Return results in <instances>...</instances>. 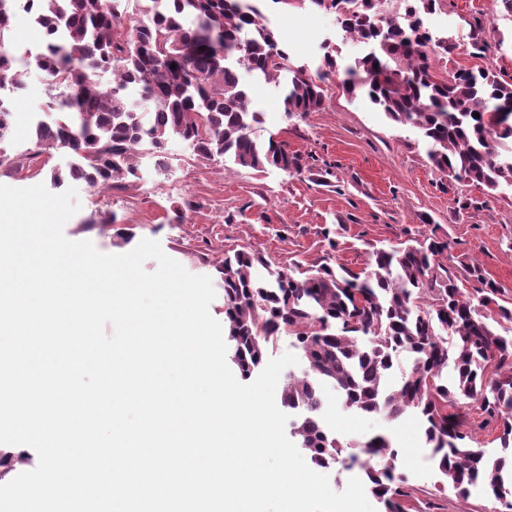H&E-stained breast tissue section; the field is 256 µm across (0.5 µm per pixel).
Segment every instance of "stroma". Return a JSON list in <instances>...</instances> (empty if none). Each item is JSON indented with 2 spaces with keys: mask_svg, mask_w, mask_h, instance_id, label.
Returning <instances> with one entry per match:
<instances>
[{
  "mask_svg": "<svg viewBox=\"0 0 512 512\" xmlns=\"http://www.w3.org/2000/svg\"><path fill=\"white\" fill-rule=\"evenodd\" d=\"M263 10L276 27L293 65L317 70L325 52L338 64L366 53L364 44L346 38L334 14L312 7L281 10L265 0ZM423 21L436 37L452 38L450 68L488 67L512 77V14L494 0H437ZM483 22L485 36L499 48L489 57L472 55L470 35ZM253 107L263 114L257 132L276 134L301 157L302 173L276 168L258 173L225 170L223 163L201 160L187 165V145L168 144V166L158 168L152 153L138 157L136 181L109 191L76 183L80 210L64 226L73 241H91L106 254L131 251L116 246L117 233H132L134 241H159L163 251L188 272L212 280L216 297L210 313L224 318V288L216 267L227 251L260 250L272 267L295 273L327 261L351 271L367 270L372 247L395 245L436 235L447 238V266L464 280L466 293L476 281L464 279L463 264L475 262L502 289L499 304L512 307V189L489 193L483 186L456 181L434 171L427 147L411 126L397 125L361 95L339 85L327 90L321 111L306 117H286L282 88L249 81ZM42 168L18 172L0 169V184L16 188L49 183L51 169H67L71 152L43 154ZM192 203L183 221L175 212ZM115 216V223L87 227L90 214ZM323 417L329 431L349 453L375 435L389 439L397 474L413 489L407 512H504L501 502L482 490L468 498L443 488L437 465L425 448L420 423L409 416L394 422L346 409L335 390L323 387Z\"/></svg>",
  "mask_w": 512,
  "mask_h": 512,
  "instance_id": "35a3bbf8",
  "label": "stroma"
}]
</instances>
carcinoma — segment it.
<instances>
[{
	"label": "carcinoma",
	"mask_w": 512,
	"mask_h": 512,
	"mask_svg": "<svg viewBox=\"0 0 512 512\" xmlns=\"http://www.w3.org/2000/svg\"><path fill=\"white\" fill-rule=\"evenodd\" d=\"M147 2L126 25L115 0H35L47 50L38 68L65 94V110L51 127L34 130L38 151L18 162L0 148V167L22 169L51 149L79 157L52 179L83 181L110 189L116 179L137 177L138 147L146 144L161 168L168 143H189L197 157H229L238 168L302 170L298 155L274 135L262 139L261 113L242 74L279 82L288 74L282 103L287 116L322 109L328 78L345 91L364 94L398 125H410L429 143L433 168L456 180L494 190L512 186V78L487 68H457L446 78L435 62L453 45L419 32L420 10L435 0H409L405 22L383 16L380 0H272L284 10L309 2L336 15L345 35L372 50L343 70L329 53L310 74L291 64L269 26L259 0H136ZM0 0V85L25 88L15 69L11 16ZM472 55L492 45L482 24L471 34ZM176 68H171V65ZM112 74L103 87L99 73ZM479 117H474V114ZM448 241L435 236L413 245L375 248L371 269L353 273L325 262L295 278L281 271L257 277L264 264L254 251L224 254L217 272L224 283V333L235 345L234 364L247 379L278 338L301 344L307 368L290 376L283 406L301 411L292 435L317 468L336 464L343 444L320 425L322 387L329 385L347 408L396 421L416 412L424 438L447 483L460 497L482 478L492 495L512 509V336L495 324L512 323V309L497 303V284L475 265L465 266L481 284L473 295L440 263ZM497 306L496 314L488 313ZM454 338L448 343L447 336ZM410 366L395 385L388 374L396 359ZM477 404L497 422L502 454L487 456L469 445L467 414L450 412L460 401ZM361 469L371 494L387 512H406V480L395 473L394 452L381 435L364 442Z\"/></svg>",
	"instance_id": "carcinoma-1"
}]
</instances>
